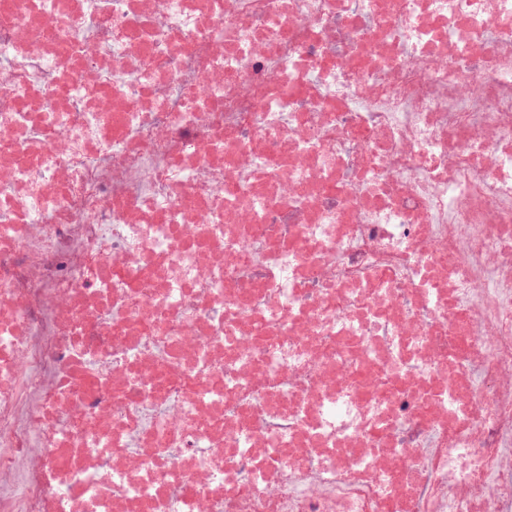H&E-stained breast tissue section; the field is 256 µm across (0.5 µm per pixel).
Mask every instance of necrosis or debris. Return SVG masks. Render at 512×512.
I'll return each instance as SVG.
<instances>
[{
  "mask_svg": "<svg viewBox=\"0 0 512 512\" xmlns=\"http://www.w3.org/2000/svg\"><path fill=\"white\" fill-rule=\"evenodd\" d=\"M0 512H512V0H0Z\"/></svg>",
  "mask_w": 512,
  "mask_h": 512,
  "instance_id": "4bbe7bcc",
  "label": "necrosis or debris"
}]
</instances>
